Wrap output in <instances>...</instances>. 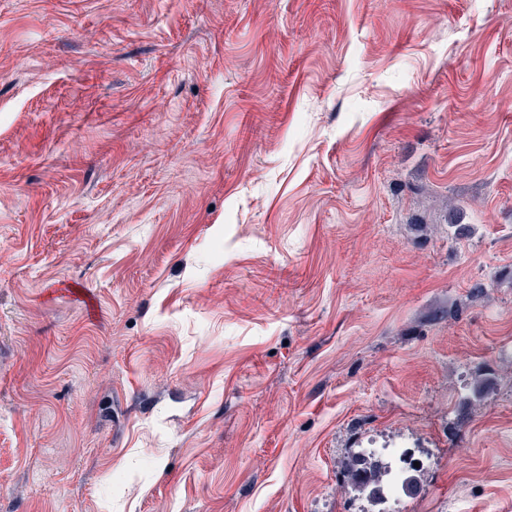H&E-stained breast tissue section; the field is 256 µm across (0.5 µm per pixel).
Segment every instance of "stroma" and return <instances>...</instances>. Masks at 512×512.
<instances>
[{"instance_id": "35a3bbf8", "label": "stroma", "mask_w": 512, "mask_h": 512, "mask_svg": "<svg viewBox=\"0 0 512 512\" xmlns=\"http://www.w3.org/2000/svg\"><path fill=\"white\" fill-rule=\"evenodd\" d=\"M512 512V0H0V512ZM361 454L369 462L377 461L385 469L379 479L380 485L369 486L366 489L367 494L362 496L366 503L382 506L371 512H398L390 511V506L395 505L402 497L405 474L424 468L430 462L427 457H423L420 450L400 445L391 448H361ZM414 462H419L420 467H414Z\"/></svg>"}]
</instances>
